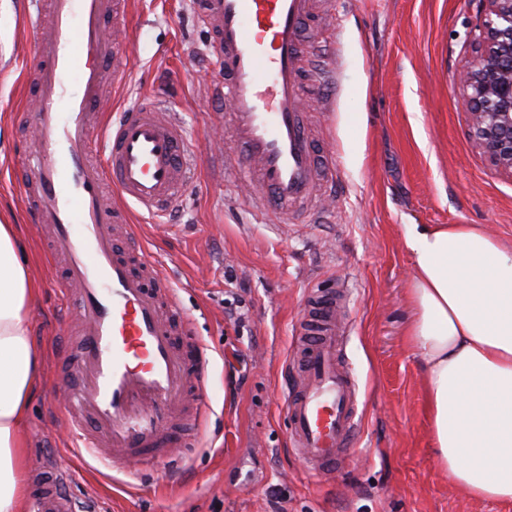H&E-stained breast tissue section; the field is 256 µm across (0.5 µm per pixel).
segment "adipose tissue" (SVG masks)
<instances>
[{
  "instance_id": "obj_1",
  "label": "adipose tissue",
  "mask_w": 512,
  "mask_h": 512,
  "mask_svg": "<svg viewBox=\"0 0 512 512\" xmlns=\"http://www.w3.org/2000/svg\"><path fill=\"white\" fill-rule=\"evenodd\" d=\"M409 342L424 377L433 454L460 490L512 501V246L473 224L407 225ZM21 228L0 222V512H23L28 408L42 370L38 292Z\"/></svg>"
}]
</instances>
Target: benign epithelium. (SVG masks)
Instances as JSON below:
<instances>
[{"instance_id":"obj_1","label":"benign epithelium","mask_w":512,"mask_h":512,"mask_svg":"<svg viewBox=\"0 0 512 512\" xmlns=\"http://www.w3.org/2000/svg\"><path fill=\"white\" fill-rule=\"evenodd\" d=\"M475 60L458 82L476 148L497 172L512 177V0H482Z\"/></svg>"}]
</instances>
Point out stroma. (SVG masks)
Wrapping results in <instances>:
<instances>
[{
	"mask_svg": "<svg viewBox=\"0 0 512 512\" xmlns=\"http://www.w3.org/2000/svg\"><path fill=\"white\" fill-rule=\"evenodd\" d=\"M20 0H0V216L22 224L39 293L30 320L43 371L29 411L30 476L52 460L69 492L100 512H512L476 501L444 475L429 446L424 384L407 341L413 262L409 224H475L512 244V178L475 148L457 83L474 55L481 0H342L327 18L342 45L336 111L307 109L337 150L343 179L318 224L265 223L224 183L236 149L214 93L220 75L195 0H127L120 37L133 57L125 84L105 83L109 112L155 96L188 147L190 189L166 215L137 222L148 260L173 288L211 364L209 413L177 464L129 476L70 446L67 408L50 391L75 329L59 265L19 186L33 164L27 66L37 43ZM348 286L343 355L362 416L355 449L319 479L288 444L285 373L309 291Z\"/></svg>",
	"mask_w": 512,
	"mask_h": 512,
	"instance_id": "obj_1",
	"label": "stroma"
}]
</instances>
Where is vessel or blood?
I'll use <instances>...</instances> for the list:
<instances>
[{
  "instance_id": "b4317fda",
  "label": "vessel or blood",
  "mask_w": 512,
  "mask_h": 512,
  "mask_svg": "<svg viewBox=\"0 0 512 512\" xmlns=\"http://www.w3.org/2000/svg\"><path fill=\"white\" fill-rule=\"evenodd\" d=\"M320 0H197L199 21L214 32L209 52L223 76L224 123L240 149L228 169L246 204L269 224H311L341 177L339 157L317 149L307 103L335 81L313 26ZM119 0H50L34 18L38 56L28 123L37 160L26 174L24 204L46 232L50 254L65 260L80 326L65 342L54 389L73 409L71 430L113 467L171 462L182 440L187 394H200L206 360L192 363L176 342L186 326L172 292L143 250L135 209L154 214L187 191L186 142L168 112L150 98L119 118L103 109V76L120 85L132 55L107 37ZM344 298L312 291L290 357L295 382L285 411L291 448L310 474H335L359 430L355 378L340 358ZM67 475L44 478L32 512H76Z\"/></svg>"
}]
</instances>
